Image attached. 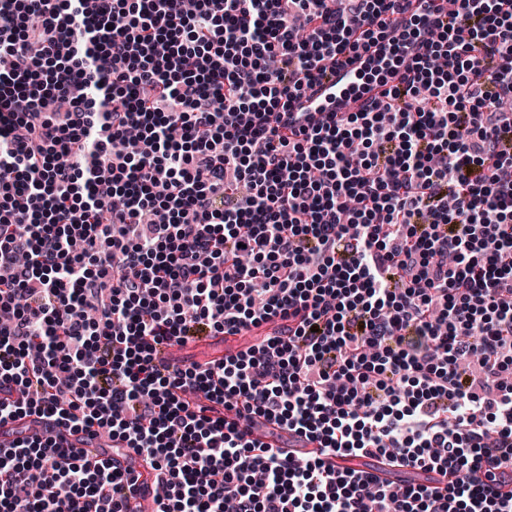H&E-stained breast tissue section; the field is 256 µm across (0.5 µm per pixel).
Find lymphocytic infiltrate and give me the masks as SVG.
<instances>
[{
	"instance_id": "lymphocytic-infiltrate-1",
	"label": "lymphocytic infiltrate",
	"mask_w": 512,
	"mask_h": 512,
	"mask_svg": "<svg viewBox=\"0 0 512 512\" xmlns=\"http://www.w3.org/2000/svg\"><path fill=\"white\" fill-rule=\"evenodd\" d=\"M357 65L352 110L314 111ZM507 102L512 0H0V423L109 428L157 512H512ZM261 418L325 458L255 447ZM361 454L453 479L330 462ZM124 481L0 447V512H123ZM230 336H216L212 332H205L199 336H190L185 343H163L154 345L153 355L156 363L170 371L175 369L193 368L194 366L203 365L197 357L192 356L190 350L206 349L215 351L210 359L221 360L229 357H235L240 352L247 350L251 345L231 346L227 347V339ZM225 341V349L223 350Z\"/></svg>"
}]
</instances>
